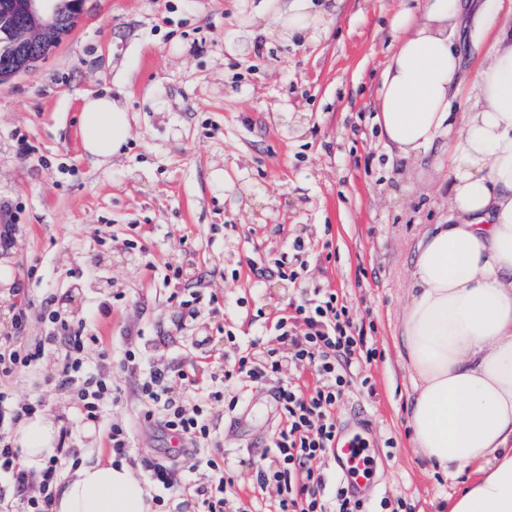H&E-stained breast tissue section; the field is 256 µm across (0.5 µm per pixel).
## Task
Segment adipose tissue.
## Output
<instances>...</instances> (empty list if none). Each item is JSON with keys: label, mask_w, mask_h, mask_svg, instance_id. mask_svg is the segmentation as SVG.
I'll list each match as a JSON object with an SVG mask.
<instances>
[{"label": "adipose tissue", "mask_w": 512, "mask_h": 512, "mask_svg": "<svg viewBox=\"0 0 512 512\" xmlns=\"http://www.w3.org/2000/svg\"><path fill=\"white\" fill-rule=\"evenodd\" d=\"M462 12L461 0H424L421 15H396L400 39L380 89V132L400 155L419 156L458 134L450 215L426 228L413 250L401 316L412 380L407 424L431 467L451 478L473 471L448 512H512V26H497L496 0H485L483 24L497 34L474 76V101L456 113ZM80 135L97 160L122 154L130 136L124 102L86 93ZM59 432L43 412L18 422L11 439L28 471L57 454ZM52 512H150V505L127 466L97 464L75 471Z\"/></svg>", "instance_id": "ef3b65f1"}]
</instances>
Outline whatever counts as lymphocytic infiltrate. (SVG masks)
<instances>
[{
  "label": "lymphocytic infiltrate",
  "mask_w": 512,
  "mask_h": 512,
  "mask_svg": "<svg viewBox=\"0 0 512 512\" xmlns=\"http://www.w3.org/2000/svg\"><path fill=\"white\" fill-rule=\"evenodd\" d=\"M11 311V331L0 336L1 376L32 368L46 350L54 348L59 365L56 385L72 394L79 417L99 420L105 402L120 400V385L92 370L82 325L47 309L43 315L51 326L49 334L24 343L20 334L29 308L15 304ZM274 330L276 346L260 357L252 345L240 346L234 360L225 363L215 379L179 366L150 369L139 388L143 417L157 423L168 437L179 438L180 454L192 466L204 464L210 469V486L199 491L201 512H233L235 503L228 494L233 480L210 456L212 432L203 404L237 400L245 388L281 378L285 364L310 367L318 379L312 390L281 378L275 392L280 410L279 431L270 449L275 463L257 466L255 478L261 486L276 483L279 495L270 507L254 504V512H365L364 502L351 498L345 484L327 491L316 463L335 442L336 406L350 383L352 364L373 359L375 352L368 348L364 331L355 329L346 303L330 289L318 290L314 299L280 317ZM190 400L195 403L191 409L186 406ZM41 405V398L22 402L10 388L0 386V476H6L13 488L12 499L0 502V512H51L61 479V458H50L40 477H33L7 437L12 423Z\"/></svg>",
  "instance_id": "1"
}]
</instances>
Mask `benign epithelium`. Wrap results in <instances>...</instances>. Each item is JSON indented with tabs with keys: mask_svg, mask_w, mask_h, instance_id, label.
Here are the masks:
<instances>
[{
	"mask_svg": "<svg viewBox=\"0 0 512 512\" xmlns=\"http://www.w3.org/2000/svg\"><path fill=\"white\" fill-rule=\"evenodd\" d=\"M85 0H0V40L7 43L10 63L0 68V85L29 71L39 54L58 43L64 16L81 14Z\"/></svg>",
	"mask_w": 512,
	"mask_h": 512,
	"instance_id": "benign-epithelium-1",
	"label": "benign epithelium"
}]
</instances>
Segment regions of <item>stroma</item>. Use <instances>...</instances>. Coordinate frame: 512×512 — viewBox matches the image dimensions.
<instances>
[{
    "mask_svg": "<svg viewBox=\"0 0 512 512\" xmlns=\"http://www.w3.org/2000/svg\"><path fill=\"white\" fill-rule=\"evenodd\" d=\"M423 0H310L309 36L277 25L289 0H86L74 27L48 57L0 85V332L12 298L29 302L22 333L50 326L45 303L82 323L96 372L123 400L95 423L83 421L54 388L57 358L0 380L18 400L41 396L69 431L64 470L110 462L108 428L131 431L127 461L137 481L144 462L173 447L145 421L140 376L113 354L146 347L152 364L210 370L233 360L239 341L272 324L313 289L336 290L353 320L369 326L377 357L361 372L374 395L352 383L336 408L340 429L361 433L375 460L371 512H441L469 482L426 465L411 442L412 385L398 342L414 246L449 215L451 139L421 159L396 155L376 116L385 64L396 45L391 22ZM479 4L467 0L460 38L463 78L453 108L475 95L472 76L495 33H470ZM118 95L130 114L122 155L84 156L85 92ZM308 246L293 282L257 278L251 254L274 260L294 240ZM178 279L167 280L169 268ZM198 295L196 318L180 299ZM274 383L251 388L233 413L207 406L220 453L242 507L275 499L276 484L253 478L276 432Z\"/></svg>",
    "mask_w": 512,
    "mask_h": 512,
    "instance_id": "stroma-1",
    "label": "stroma"
}]
</instances>
